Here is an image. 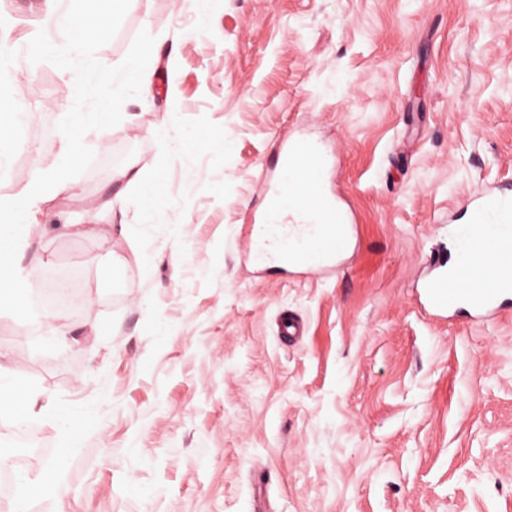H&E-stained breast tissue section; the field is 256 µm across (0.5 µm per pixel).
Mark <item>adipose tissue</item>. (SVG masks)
<instances>
[{
	"label": "adipose tissue",
	"instance_id": "1",
	"mask_svg": "<svg viewBox=\"0 0 512 512\" xmlns=\"http://www.w3.org/2000/svg\"><path fill=\"white\" fill-rule=\"evenodd\" d=\"M69 87L71 100L84 102L85 110L75 115L74 127H63L59 134L58 159L55 170L34 164L31 179L18 194H0V258L9 257V268L1 272L7 286L0 290V313L20 316L32 312L31 296L26 288V274L20 261L31 245L35 234L44 231L40 221L41 206L57 196L70 194L74 186L66 173L84 163V156L74 141L71 130L88 129L100 124L108 106H120L135 96L152 92L149 77L128 78L118 72L85 64L79 68ZM152 138L159 160L175 152L194 150L218 152L224 148L223 138H204L197 131L182 128L175 115L167 117L154 128ZM33 416L31 398L27 391L10 377L0 373V420H8L14 430L26 432ZM75 439H68L59 448L54 462L35 481H23L16 486V512H26V501L32 489L48 497L62 495L63 462L75 448Z\"/></svg>",
	"mask_w": 512,
	"mask_h": 512
}]
</instances>
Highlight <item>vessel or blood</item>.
I'll return each instance as SVG.
<instances>
[{"label":"vessel or blood","mask_w":512,"mask_h":512,"mask_svg":"<svg viewBox=\"0 0 512 512\" xmlns=\"http://www.w3.org/2000/svg\"><path fill=\"white\" fill-rule=\"evenodd\" d=\"M278 162L269 195L277 220L253 225L255 257L272 266L328 271L347 250L349 218L327 189V160L311 144L292 140L282 144ZM468 206L469 223L456 228L465 243L456 266L437 260L422 286L424 307L439 318L463 310L490 319L512 299V193L490 188Z\"/></svg>","instance_id":"b4317fda"}]
</instances>
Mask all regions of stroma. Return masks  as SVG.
<instances>
[{
    "mask_svg": "<svg viewBox=\"0 0 512 512\" xmlns=\"http://www.w3.org/2000/svg\"><path fill=\"white\" fill-rule=\"evenodd\" d=\"M106 12L91 57L153 92L82 133L91 164L44 223L127 224L111 248L45 232L31 292L77 288L69 346L0 315V367L37 395L29 444L0 454L33 478L65 442L60 401L92 408L62 502L29 512H512V314L438 321L418 302L466 201L512 187V0H70ZM44 0H0V49L33 50ZM69 75L51 58L0 75L31 112L0 193L56 165ZM222 135L217 154L159 160L168 113ZM318 143L351 218L335 274L261 272L244 228L282 139ZM133 163L138 183L113 178ZM168 209L142 227L157 171ZM125 195L126 210L105 204ZM298 336L280 335L281 314ZM103 332L87 335L84 319Z\"/></svg>",
    "mask_w": 512,
    "mask_h": 512,
    "instance_id": "1",
    "label": "stroma"
}]
</instances>
